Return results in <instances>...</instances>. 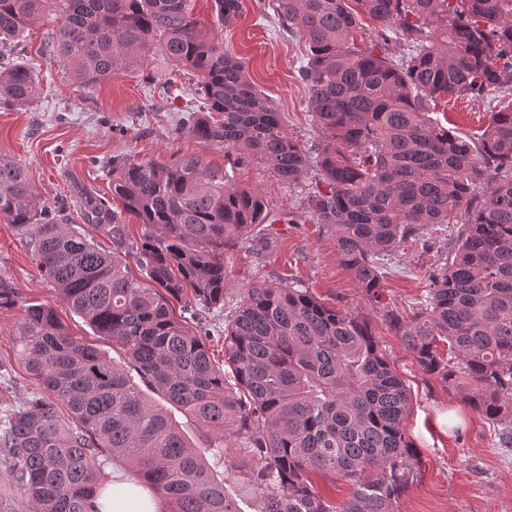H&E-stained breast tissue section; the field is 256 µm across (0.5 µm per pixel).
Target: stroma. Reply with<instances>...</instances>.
I'll return each mask as SVG.
<instances>
[{"instance_id": "35a3bbf8", "label": "stroma", "mask_w": 512, "mask_h": 512, "mask_svg": "<svg viewBox=\"0 0 512 512\" xmlns=\"http://www.w3.org/2000/svg\"><path fill=\"white\" fill-rule=\"evenodd\" d=\"M258 3L245 0L242 16L223 32L224 44L245 61L251 81L283 112L290 136L306 150H315L320 131L308 109V89L298 77L302 44L262 18ZM49 33V23H39L6 45L11 58L33 64L42 92L31 106L0 109V155L24 168L42 201L108 251L111 242L83 223L81 209L92 197L111 202L114 159L168 164L196 158L211 172L230 173L234 186L257 190L272 221L226 248L227 306H234L253 284L294 278L328 306L365 318L413 400L407 432L416 450L413 466L421 476L394 512H512V447L501 446L496 425L423 374L413 353L385 323L380 307L368 301L339 262L328 233L305 216L302 205L319 179L317 169L308 168L303 181L291 187L262 161L233 164L223 145L200 141L183 127L187 95L150 86L143 72L120 73L91 89L77 87L59 66ZM436 118L449 130L474 133L486 127L489 112L477 102L449 106ZM457 231L454 224L429 228L430 250L397 252L385 267L384 302L412 312L425 292L428 269L442 263ZM0 276L22 298L21 305L0 312V364L10 371L0 381V414L24 394L43 390L10 338L26 305L51 308L72 336L115 358L111 342L72 311L38 269L24 238L1 218Z\"/></svg>"}]
</instances>
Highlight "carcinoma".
Returning a JSON list of instances; mask_svg holds the SVG:
<instances>
[{"label":"carcinoma","mask_w":512,"mask_h":512,"mask_svg":"<svg viewBox=\"0 0 512 512\" xmlns=\"http://www.w3.org/2000/svg\"><path fill=\"white\" fill-rule=\"evenodd\" d=\"M215 26L191 0H0V45L50 19L52 50L92 88L160 52L192 77L203 107L183 126L237 161H264L290 185L306 149L253 86L222 30L242 0H213ZM264 18L304 42L299 77L323 134L320 179L306 196L341 264L370 301L383 267L424 230L465 218L445 263L429 271L412 315L383 307L426 375L460 393L512 445V0H259ZM407 52H388L387 33ZM35 67L0 53V107L32 105ZM490 106L481 133L430 118L438 101ZM487 191L474 195L479 183ZM112 198L82 217L105 252L41 202L24 168L0 158V217L24 237L44 276L123 363L71 336L54 311L29 305L11 334L44 393L0 418V512H98L101 463L124 460L164 512H237L221 468L259 512H393L417 474L405 420L411 396L361 316L326 306L300 282L257 284L224 312V247L269 216L262 195L197 159L112 161ZM143 226L133 240L127 219ZM141 272L130 273L129 262ZM20 293L0 277V311ZM225 313L224 363L189 325ZM448 347V355L439 345ZM161 397L202 430L189 443ZM65 407L67 415L59 413ZM313 475L339 476V506Z\"/></svg>","instance_id":"1"}]
</instances>
